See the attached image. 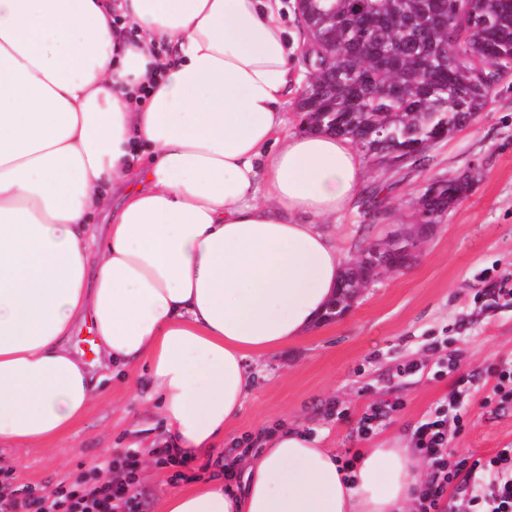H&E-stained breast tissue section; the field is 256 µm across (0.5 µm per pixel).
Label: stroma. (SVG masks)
Instances as JSON below:
<instances>
[{
    "label": "stroma",
    "mask_w": 512,
    "mask_h": 512,
    "mask_svg": "<svg viewBox=\"0 0 512 512\" xmlns=\"http://www.w3.org/2000/svg\"><path fill=\"white\" fill-rule=\"evenodd\" d=\"M472 175L466 197L436 220L419 203L437 179ZM348 261L369 246L399 236L413 262L384 270L341 317L323 320L309 336L254 358L253 385L240 416L216 448L197 452L190 480L172 481V468L149 462L166 440L165 420L147 381L128 388L105 379L92 411L67 434L24 453L0 447V466L20 482L55 488L88 473L101 454L137 455L142 512H162L166 498L187 492L229 462L232 442L288 421L321 436L337 454L411 438L460 375L476 377L465 397L459 453L489 458L512 448V403L487 402V366L512 360V77L497 87L475 122L433 145L425 167L393 172L368 168L354 208L325 225ZM442 345L433 355L431 343ZM420 364L400 374L401 365ZM403 401V409L368 436L358 421L369 406Z\"/></svg>",
    "instance_id": "stroma-1"
}]
</instances>
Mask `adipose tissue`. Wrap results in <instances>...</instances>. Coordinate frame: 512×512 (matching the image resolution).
<instances>
[{"label":"adipose tissue","mask_w":512,"mask_h":512,"mask_svg":"<svg viewBox=\"0 0 512 512\" xmlns=\"http://www.w3.org/2000/svg\"><path fill=\"white\" fill-rule=\"evenodd\" d=\"M304 46L278 0H0V445L50 443L93 407L77 319L102 366L145 367L191 451L242 412L248 360L325 315L344 258L322 224L366 164L350 138L289 132ZM243 464L242 489L216 476L162 512H411L426 479L403 442L347 474L286 427ZM89 327L90 325L88 321L77 323L71 343L77 352L82 354V357L86 360V362L91 365V368L94 369L97 360V357L95 356L94 345L92 343L93 352H91L89 350V345L83 343L84 339H93L94 335L93 332L89 330ZM82 334H85V337H82Z\"/></svg>","instance_id":"adipose-tissue-1"}]
</instances>
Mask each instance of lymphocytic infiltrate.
Wrapping results in <instances>:
<instances>
[{
	"mask_svg": "<svg viewBox=\"0 0 512 512\" xmlns=\"http://www.w3.org/2000/svg\"><path fill=\"white\" fill-rule=\"evenodd\" d=\"M461 394L458 388L449 392L444 408L435 410L414 432V446L430 468L417 512H450L449 488H462L464 481L479 477L485 483L466 499L464 512H512V448L501 449L488 460L452 454L450 445L462 427L457 412ZM91 469L98 474V483L78 480L49 492L31 484L13 485L12 471H0V512H141V497L134 489V457L95 461Z\"/></svg>",
	"mask_w": 512,
	"mask_h": 512,
	"instance_id": "lymphocytic-infiltrate-1",
	"label": "lymphocytic infiltrate"
}]
</instances>
